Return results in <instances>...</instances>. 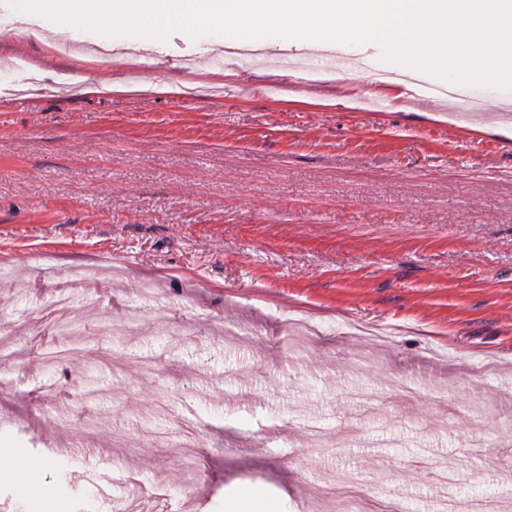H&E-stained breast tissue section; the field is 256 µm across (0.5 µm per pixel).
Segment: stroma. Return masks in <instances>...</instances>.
Returning <instances> with one entry per match:
<instances>
[{"mask_svg":"<svg viewBox=\"0 0 512 512\" xmlns=\"http://www.w3.org/2000/svg\"><path fill=\"white\" fill-rule=\"evenodd\" d=\"M0 0V512H512V90L337 102L291 40L20 31ZM110 77L107 94L85 79ZM78 336L37 312L69 271ZM175 301L144 310L141 284ZM142 306L132 315L133 306ZM248 342L224 338L226 324ZM278 507L265 498L242 495L228 506L227 512H277Z\"/></svg>","mask_w":512,"mask_h":512,"instance_id":"stroma-1","label":"stroma"}]
</instances>
